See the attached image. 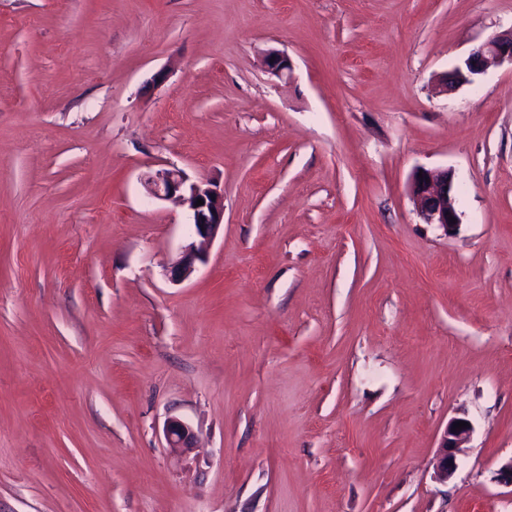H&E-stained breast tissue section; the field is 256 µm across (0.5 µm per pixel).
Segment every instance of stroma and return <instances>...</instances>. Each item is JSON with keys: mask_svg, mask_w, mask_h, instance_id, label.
Here are the masks:
<instances>
[{"mask_svg": "<svg viewBox=\"0 0 512 512\" xmlns=\"http://www.w3.org/2000/svg\"><path fill=\"white\" fill-rule=\"evenodd\" d=\"M511 28L512 0H0V512H512V65L437 89ZM172 166L224 194L179 283L189 212L144 189ZM419 168L453 172L454 235ZM419 172H422V177H419ZM410 195L424 223L439 226L445 235L456 232L460 216L456 208L453 175L448 169L416 170L410 182ZM197 261H203V254L199 248H186L173 261L170 267V275L173 279L180 280L188 277L195 269ZM465 421L466 427L461 430L453 427L454 423ZM470 422L463 417L454 418L445 428L438 446V462L436 467V476L440 481H448L456 470V455L461 451L462 445L468 441L471 433ZM164 435L169 448L180 454L194 448V433L190 426L179 420L171 419L167 422Z\"/></svg>", "mask_w": 512, "mask_h": 512, "instance_id": "35a3bbf8", "label": "stroma"}]
</instances>
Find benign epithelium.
<instances>
[{"label":"benign epithelium","mask_w":512,"mask_h":512,"mask_svg":"<svg viewBox=\"0 0 512 512\" xmlns=\"http://www.w3.org/2000/svg\"><path fill=\"white\" fill-rule=\"evenodd\" d=\"M266 66L271 74L281 76L291 71L288 56L273 51ZM512 63V30L491 37L472 49L463 63L456 66L441 83L447 92L459 85L471 84L493 64ZM150 195L158 199L175 200L192 213V228L196 236L206 242L213 239L224 224V194L209 182L186 184V179L176 170L159 171L147 182ZM410 195L416 211L426 224L439 226L445 234L452 235L460 224L456 208L453 175L447 169H426L414 172L410 182ZM203 204L196 205L197 201ZM203 260L200 249L189 247L179 254L170 267V275L176 280L188 277L195 264ZM445 428L439 445L436 476L446 481L456 470V455L468 441L471 424L458 430L453 424ZM164 435L168 447L180 454L188 452L194 445V433L190 426L179 420L167 422Z\"/></svg>","instance_id":"7a95c632"}]
</instances>
